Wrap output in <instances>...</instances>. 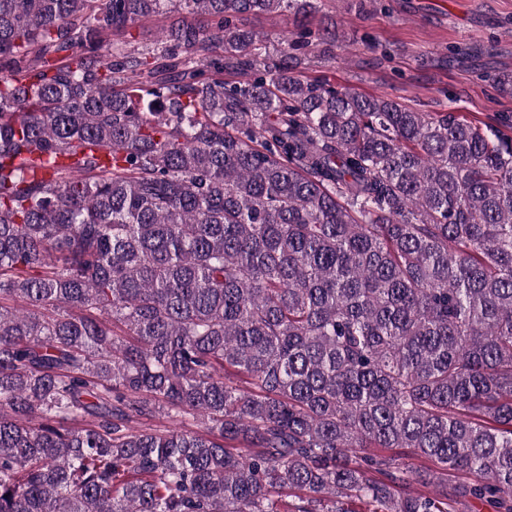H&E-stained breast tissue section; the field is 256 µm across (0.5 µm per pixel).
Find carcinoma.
<instances>
[{"mask_svg":"<svg viewBox=\"0 0 512 512\" xmlns=\"http://www.w3.org/2000/svg\"><path fill=\"white\" fill-rule=\"evenodd\" d=\"M321 4L0 0V512H512V138L247 26Z\"/></svg>","mask_w":512,"mask_h":512,"instance_id":"carcinoma-1","label":"carcinoma"}]
</instances>
